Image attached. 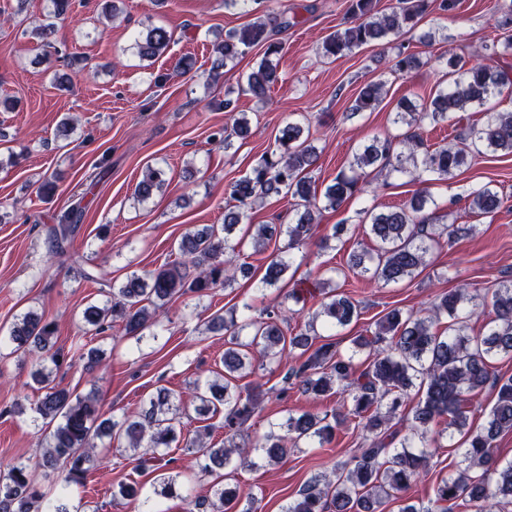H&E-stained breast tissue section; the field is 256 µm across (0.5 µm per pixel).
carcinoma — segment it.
I'll list each match as a JSON object with an SVG mask.
<instances>
[{"instance_id": "carcinoma-1", "label": "carcinoma", "mask_w": 512, "mask_h": 512, "mask_svg": "<svg viewBox=\"0 0 512 512\" xmlns=\"http://www.w3.org/2000/svg\"><path fill=\"white\" fill-rule=\"evenodd\" d=\"M47 24L42 28L46 46L59 54L61 50L49 41L55 21L66 18L70 0H47ZM432 6V0H396L386 13L374 11L373 0H348L349 24L330 34L323 41L326 56H342L356 48L399 36L414 29ZM498 27L503 30L504 47L512 48V3L503 8ZM172 34L162 26H148L134 35L132 49L142 58L161 56L169 47ZM256 46L264 48L263 56L246 75L241 90L264 101L271 88L282 81L279 55L282 43L273 38V29L266 19L256 18L239 30H231L212 45V69L217 71L237 64L238 59ZM420 66V59L398 50L391 59V71L408 74ZM448 85L436 90L421 104L411 100L400 102L395 123L406 131L393 137H373L353 156L349 172L340 171L317 195L313 176L318 159L309 128L299 121H289L275 137L276 148L264 151L250 171L235 180L229 188L230 203L224 207V223L205 224L186 232L177 243L179 259L166 262L154 270L134 272L119 286L109 287L105 303L89 304L82 311L84 334L98 336L114 328L123 335L141 339L144 330L157 322L165 306L186 294L203 297L217 288H225L239 278L251 275V264L244 260V247L259 251L276 233L287 238L284 251L299 248L311 239L317 225L314 212L338 210L352 197L363 193L362 174L368 168L388 170L423 185V174L445 181L469 159L481 155L494 157L512 154V111H485L481 123H472L464 131L463 147L443 145L431 147L424 143L419 130L424 122L435 126L464 120L463 113L482 108L495 99H512V70L491 50L485 62L474 63L462 56L448 59ZM383 83L363 86L351 105L349 117L375 111L381 104ZM224 111L233 121L231 131L220 136L224 150L233 149L232 137L245 138L249 131L246 113L236 111L232 99L224 100ZM167 181L161 166H146L135 189V201L142 203L162 190ZM289 196L294 200L295 221L291 224H256L250 240H235L236 227L248 218V210L260 199ZM436 205L428 188H421L406 203L386 210H364L375 246L350 256L349 267L357 274L385 286L412 278L428 265L439 237L446 236L452 244L462 236L474 235L475 224L443 225L433 231L426 210ZM503 205V199L486 186L467 196L465 208L471 213L491 214ZM82 217L79 206L66 211L59 224L50 229L55 254L65 253L66 244ZM290 259L278 254L265 268L260 280L264 289L276 288L290 270ZM311 286L322 295L320 308L305 328L285 337L282 324L288 316L280 308L264 309L260 318L251 316L237 320L235 314L226 318L216 314L209 321L211 331L228 333L218 372L220 380L195 385V412L208 424L196 431L186 442L197 454L199 470L204 474L237 470L249 456V450L235 439L252 425L259 405L255 390L237 384L246 368L259 358L269 362L282 359L286 349L300 351L303 358L289 368L286 380H293L303 392L329 396L341 386L349 399L339 412L319 416L310 412L289 415L270 430L259 447L269 464H276L288 455V449L300 445L323 446L336 428L350 419L372 434L369 445L345 462L336 464L328 473L304 487L299 498L286 512H377L387 500L399 502V512H452L463 504L476 507V512H499L504 504H512V461L503 462L493 454V443L503 433H512V377H494L490 362L497 356L512 359V282L498 288L487 298L477 288L465 284L436 297L430 314L424 317L392 309L375 322L369 336H358L353 344L369 350V363L364 369L353 358L323 343L313 347L319 336L318 319L328 327L350 324L360 316V305L351 297L337 292L333 279L314 281ZM489 310L487 331L478 336L466 332L461 312L473 314ZM446 319L442 333L433 331L435 324ZM249 331L246 342L240 341ZM56 328L53 322L35 310H29L15 323L7 336H0V346L8 344L11 353L21 357L35 356L60 368L64 354L55 348ZM32 378L42 391L35 403L40 417L55 423L46 439L39 466L60 476L61 491L55 503L41 508L44 493L37 485L34 468L19 461L0 469V512H81L69 506L67 489L86 481L91 469L103 462L99 444L108 440H126L125 449L157 458L161 448H170L182 435L181 407L178 397L161 388L148 405L125 413L119 419L104 418L95 398L73 395L54 383L53 371L45 366L36 369ZM419 385L421 398L413 408L410 434L394 446L397 433L389 431L392 417L404 402L408 389ZM497 389V400L489 412L484 430L472 434L463 451L464 467L440 479L434 486V498L428 505L409 502L405 492L419 469L427 465V452L415 449V438L425 437L430 422L447 420L448 431L466 428L470 406L468 396L486 385ZM223 417L225 441H209L216 425L211 420ZM123 499L138 501L143 486L137 481L118 485ZM214 499L196 501L189 512H252L238 508L237 491L213 485Z\"/></svg>"}]
</instances>
